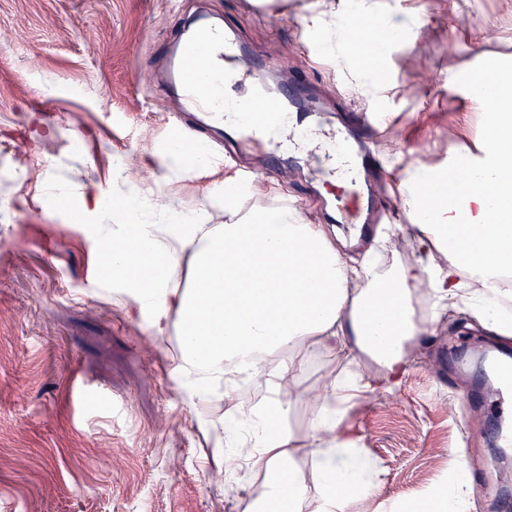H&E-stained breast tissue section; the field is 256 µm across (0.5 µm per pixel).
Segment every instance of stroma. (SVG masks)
<instances>
[{"instance_id": "35a3bbf8", "label": "stroma", "mask_w": 512, "mask_h": 512, "mask_svg": "<svg viewBox=\"0 0 512 512\" xmlns=\"http://www.w3.org/2000/svg\"><path fill=\"white\" fill-rule=\"evenodd\" d=\"M316 0H0V512H247L262 475L234 488L212 482L219 454L179 391L175 343L154 340L148 317H129L94 275L58 191L110 188L114 159L132 161L134 189L185 208L220 193L223 129L210 130L215 172L202 177L166 158L191 139L179 97L161 80L164 50L189 28L222 24L277 65L278 84L308 82L330 113L371 112L351 55L315 54L328 30L300 23ZM419 28L384 60L387 166L383 273L421 259L401 199L419 168L480 158L488 127L469 95L430 73L484 78L512 67V0H400ZM325 157L284 169L241 195L248 217L296 199L324 223L335 188ZM512 356V342L464 308L446 309L413 348L389 393L363 398L338 428L375 460L379 487L348 512H413L467 463L477 490L459 512H502L512 500V447L489 435V377L478 359Z\"/></svg>"}]
</instances>
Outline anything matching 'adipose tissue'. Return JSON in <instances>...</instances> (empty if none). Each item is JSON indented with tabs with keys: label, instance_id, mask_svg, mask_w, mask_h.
Masks as SVG:
<instances>
[{
	"label": "adipose tissue",
	"instance_id": "ef3b65f1",
	"mask_svg": "<svg viewBox=\"0 0 512 512\" xmlns=\"http://www.w3.org/2000/svg\"><path fill=\"white\" fill-rule=\"evenodd\" d=\"M379 18L392 41L414 25L413 16L380 0H344L343 20ZM499 120L474 162L476 186L463 199L449 195L450 172L435 173V202L418 194L403 206L421 215L418 242L425 261L384 276L368 260L349 262L325 225L307 223L295 209H267L243 220L207 223L214 195L183 209L151 189L120 202L98 194L77 210L89 250L104 256L105 279L119 288L129 314H150L157 340L175 330V372L194 413L229 400L239 383L259 387L255 404L207 424L220 464L232 471L262 470L267 478L254 512H344L352 492L370 495L377 479H364L362 460L337 428L357 398L388 392L408 363L424 328L414 319L413 295L429 284L434 315L464 305L499 328V285L512 273V95L496 101ZM95 223H86L87 215ZM133 244L136 255L124 251ZM495 259L480 261L482 250ZM318 253L310 267L306 259ZM355 366L354 376L327 378L304 437L284 426L289 392L315 354ZM376 371L362 373L363 359ZM309 456L306 477L299 456Z\"/></svg>",
	"mask_w": 512,
	"mask_h": 512
}]
</instances>
